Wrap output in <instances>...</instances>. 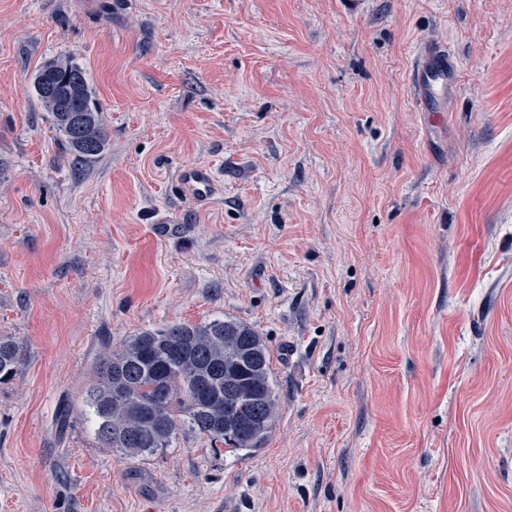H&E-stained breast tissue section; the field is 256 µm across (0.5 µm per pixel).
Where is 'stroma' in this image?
<instances>
[{
    "mask_svg": "<svg viewBox=\"0 0 512 512\" xmlns=\"http://www.w3.org/2000/svg\"><path fill=\"white\" fill-rule=\"evenodd\" d=\"M58 56L109 132L78 170ZM225 316L270 348L265 445L102 447L104 352ZM0 337V512H512V0H0ZM74 84L77 95L68 92ZM32 87L73 157L74 167L95 161L108 145V132L83 67L65 57L48 60L34 74ZM181 181L190 195L199 201L208 200L217 189L214 171L205 166H190L183 169ZM20 361L19 346L12 339H0V380L9 379Z\"/></svg>",
    "mask_w": 512,
    "mask_h": 512,
    "instance_id": "35a3bbf8",
    "label": "stroma"
}]
</instances>
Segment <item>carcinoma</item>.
Here are the masks:
<instances>
[{
  "instance_id": "cac0c4a2",
  "label": "carcinoma",
  "mask_w": 512,
  "mask_h": 512,
  "mask_svg": "<svg viewBox=\"0 0 512 512\" xmlns=\"http://www.w3.org/2000/svg\"><path fill=\"white\" fill-rule=\"evenodd\" d=\"M32 87L73 164L95 161L108 145L101 104L87 73L69 58L46 61ZM19 346L0 339V380L14 374ZM87 405L105 448L143 458L171 447L188 429L231 451H255L279 418L270 351L250 325L231 318L145 330L95 367Z\"/></svg>"
}]
</instances>
